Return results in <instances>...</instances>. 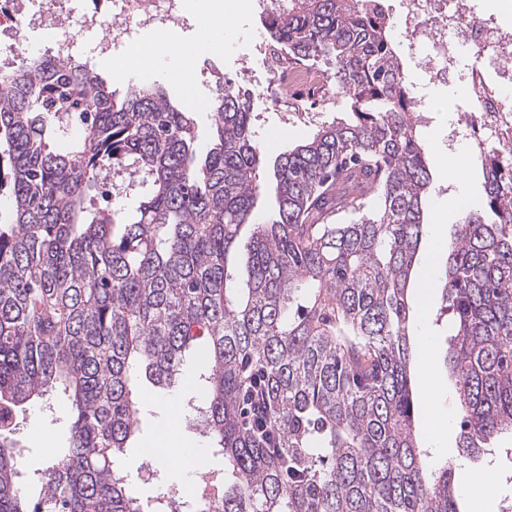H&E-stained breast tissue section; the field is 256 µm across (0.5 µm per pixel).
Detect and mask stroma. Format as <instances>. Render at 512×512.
I'll use <instances>...</instances> for the list:
<instances>
[{
  "instance_id": "35a3bbf8",
  "label": "stroma",
  "mask_w": 512,
  "mask_h": 512,
  "mask_svg": "<svg viewBox=\"0 0 512 512\" xmlns=\"http://www.w3.org/2000/svg\"><path fill=\"white\" fill-rule=\"evenodd\" d=\"M233 28L224 41L223 48L213 51H199L189 66L194 73L191 93H183L181 87L166 81L165 73L170 68L168 59L144 58L141 68L151 71L155 81L164 83L171 100L180 105H191L195 114L197 140L200 150H207L211 142V117L209 102L215 91L217 79L223 78L248 88L251 95V112L257 139L268 159H275L291 149L295 144L308 139L314 132L312 123L284 120L272 106L264 92V81L272 63L264 56L254 54L253 47L260 41L264 32L258 13L246 7V0H235L233 5ZM251 59V76L239 73L242 57ZM455 87H441L436 97L430 100V110L425 113L419 129L420 139L425 149L448 147V123L458 119V112H446L443 101L454 95ZM431 189L426 201L425 221L429 228L425 230L417 256L419 269L439 275L445 263L444 257L432 254L433 236L441 234L445 241H452L458 224L463 217L461 211L465 202L481 199L484 195V179L481 164L470 159L465 172L455 169L431 170ZM439 223V232H432V223ZM440 296H433L424 305L416 306L415 318L410 326L414 336H430L437 339L439 345L430 359L439 383L438 391H430L420 370H413L412 383L415 393L416 414L415 433L417 441L430 457L443 456L455 460L459 436L460 405L456 392L455 379L445 363L446 347L441 340L450 333V322L441 316ZM159 398L167 399V406H143L139 431L131 442L126 454L117 461V465L128 476V488L131 494L152 498L160 489L172 485L180 489L190 487L196 481L191 470H183L181 475L161 470L146 475L142 465L137 462L140 448L152 442L165 446L166 440L161 430L166 421H173L181 434L191 441L194 447L204 449L211 470L223 472L224 457L207 450L204 438L191 427L188 417V402L199 397L197 387L190 382L183 383L170 391H159ZM67 410L64 399H57L55 411L49 412L36 407L26 411L20 424L18 435L21 458L26 473L45 467L55 451L65 447L67 427L63 420ZM475 480H486L497 488L494 499H484L472 491L460 493L461 512H502L506 503L512 501V462L501 453L489 456L478 462L465 465Z\"/></svg>"
}]
</instances>
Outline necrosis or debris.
<instances>
[{
	"mask_svg": "<svg viewBox=\"0 0 512 512\" xmlns=\"http://www.w3.org/2000/svg\"><path fill=\"white\" fill-rule=\"evenodd\" d=\"M34 21L50 28L74 23L100 33L101 49L107 52L119 41H131L136 30L179 25L181 0H92L78 14L70 0H9L0 12L1 72L15 66L14 43ZM392 27L416 52L428 84L466 88L473 107L449 125V144L464 143L475 155H497L504 172H512V28L500 26L494 17L477 16L473 0H403ZM474 47L479 56L457 68V52ZM313 77L305 69L275 68L266 92L276 106H285Z\"/></svg>",
	"mask_w": 512,
	"mask_h": 512,
	"instance_id": "obj_1",
	"label": "necrosis or debris"
}]
</instances>
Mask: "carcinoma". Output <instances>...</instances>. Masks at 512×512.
Returning a JSON list of instances; mask_svg holds the SVG:
<instances>
[{
  "label": "carcinoma",
  "instance_id": "cac0c4a2",
  "mask_svg": "<svg viewBox=\"0 0 512 512\" xmlns=\"http://www.w3.org/2000/svg\"><path fill=\"white\" fill-rule=\"evenodd\" d=\"M289 66L324 72L349 111L278 156L272 184L250 95L219 81L214 143L159 83L118 99L79 63L26 55L0 74V512H171L116 465L138 384L169 389L201 352L190 406L219 512H460L455 466L414 433L408 296L431 171L391 23L363 0L260 14ZM71 126L83 136L60 151ZM442 271L458 456L512 436V196L495 157ZM147 186L135 213L95 208L100 175ZM271 188L273 215L256 216ZM68 401L67 447L19 468V414Z\"/></svg>",
  "mask_w": 512,
  "mask_h": 512
}]
</instances>
